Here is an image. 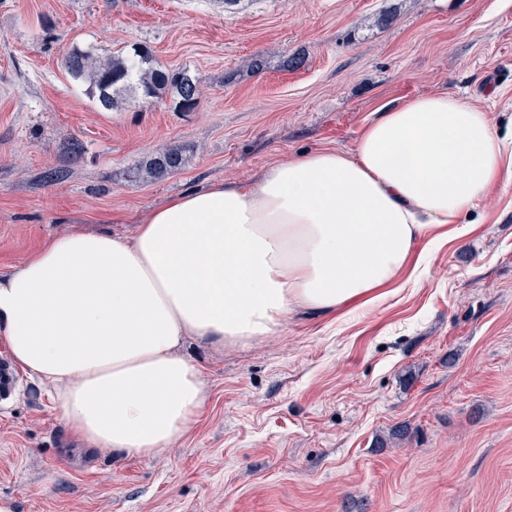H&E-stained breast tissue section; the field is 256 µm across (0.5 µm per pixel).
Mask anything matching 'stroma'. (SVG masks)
Returning a JSON list of instances; mask_svg holds the SVG:
<instances>
[{
	"instance_id": "35a3bbf8",
	"label": "stroma",
	"mask_w": 512,
	"mask_h": 512,
	"mask_svg": "<svg viewBox=\"0 0 512 512\" xmlns=\"http://www.w3.org/2000/svg\"><path fill=\"white\" fill-rule=\"evenodd\" d=\"M135 44L199 78L196 111L102 109L64 66L76 47ZM444 90L512 135V0H0V273L46 236L128 233L181 192L351 150L382 107ZM74 139L69 178L37 184ZM169 149L183 167L144 177ZM471 219L411 258L418 287L344 315L294 309L249 347L193 348L205 408L151 456L85 444L18 372L0 400V507L512 512V186Z\"/></svg>"
}]
</instances>
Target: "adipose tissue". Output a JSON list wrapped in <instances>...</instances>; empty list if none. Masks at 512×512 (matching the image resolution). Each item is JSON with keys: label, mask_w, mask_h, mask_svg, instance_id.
Wrapping results in <instances>:
<instances>
[{"label": "adipose tissue", "mask_w": 512, "mask_h": 512, "mask_svg": "<svg viewBox=\"0 0 512 512\" xmlns=\"http://www.w3.org/2000/svg\"><path fill=\"white\" fill-rule=\"evenodd\" d=\"M502 184L512 146L486 112L445 91L407 96L350 151L169 197L129 236L47 238L0 275V340L88 445L148 456L204 408L188 339L245 345L277 335L296 307L382 301L422 238Z\"/></svg>", "instance_id": "1"}]
</instances>
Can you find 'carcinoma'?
Instances as JSON below:
<instances>
[{
	"mask_svg": "<svg viewBox=\"0 0 512 512\" xmlns=\"http://www.w3.org/2000/svg\"><path fill=\"white\" fill-rule=\"evenodd\" d=\"M65 66L73 78L87 84L88 93L96 97L100 105L113 110L123 106L127 99L140 94L145 99H160L167 90L177 96L178 109L191 112L200 102L201 87L198 78L188 70L173 72L153 65V54L147 46H136L128 53H112L104 58L91 50L75 48L65 60ZM85 148L74 139L68 144L59 164L43 175V181L65 180L71 167L83 158ZM183 156L169 150L147 160L146 176L159 179L182 168ZM16 378L9 363L0 361V399L9 395Z\"/></svg>",
	"mask_w": 512,
	"mask_h": 512,
	"instance_id": "carcinoma-1",
	"label": "carcinoma"
}]
</instances>
